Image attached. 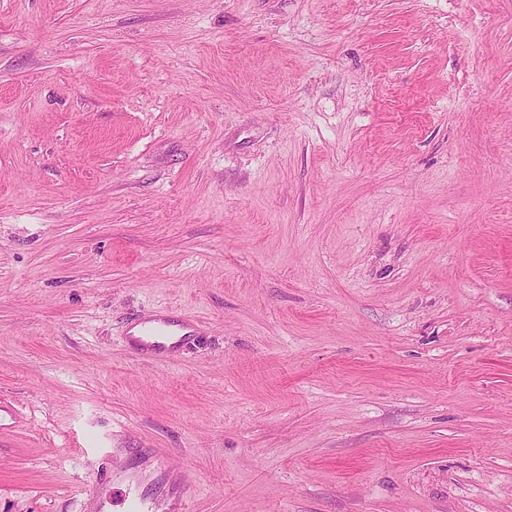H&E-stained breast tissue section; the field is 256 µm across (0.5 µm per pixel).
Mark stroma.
<instances>
[{"label": "stroma", "mask_w": 512, "mask_h": 512, "mask_svg": "<svg viewBox=\"0 0 512 512\" xmlns=\"http://www.w3.org/2000/svg\"><path fill=\"white\" fill-rule=\"evenodd\" d=\"M163 469L512 512V0H0V512ZM142 329L131 339L142 351L155 354L176 352L182 344L183 336L189 333L188 324L170 313H154L138 323Z\"/></svg>", "instance_id": "stroma-1"}]
</instances>
